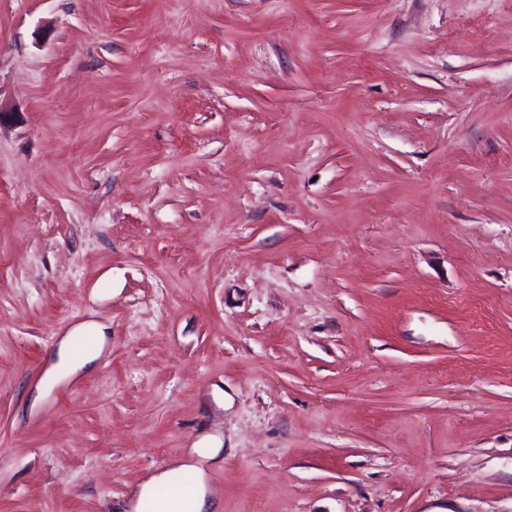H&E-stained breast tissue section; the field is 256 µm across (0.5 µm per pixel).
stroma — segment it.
<instances>
[{"mask_svg":"<svg viewBox=\"0 0 512 512\" xmlns=\"http://www.w3.org/2000/svg\"><path fill=\"white\" fill-rule=\"evenodd\" d=\"M0 110V512L201 446L212 512H512V0H0ZM91 361L92 358L86 356V354L76 353L74 344L69 337H64L57 348L54 369L69 370L71 373H76L85 368Z\"/></svg>","mask_w":512,"mask_h":512,"instance_id":"35a3bbf8","label":"stroma"}]
</instances>
